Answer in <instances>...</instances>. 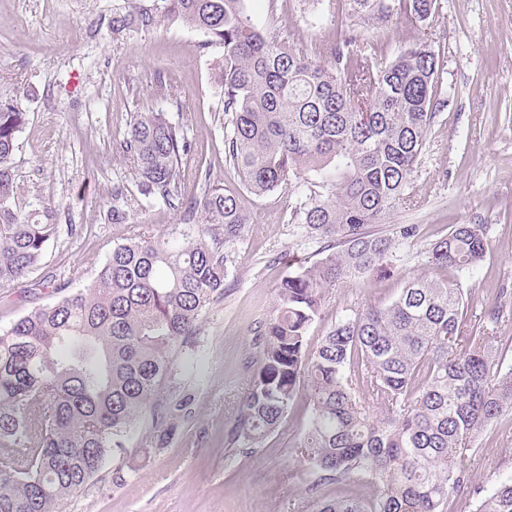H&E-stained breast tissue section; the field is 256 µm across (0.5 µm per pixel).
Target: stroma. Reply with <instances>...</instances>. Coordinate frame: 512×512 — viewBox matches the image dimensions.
<instances>
[{"instance_id": "obj_1", "label": "stroma", "mask_w": 512, "mask_h": 512, "mask_svg": "<svg viewBox=\"0 0 512 512\" xmlns=\"http://www.w3.org/2000/svg\"><path fill=\"white\" fill-rule=\"evenodd\" d=\"M124 0H0V101L20 99L28 122L18 135L19 198L51 210L59 229L42 260V286L23 280L0 289V327L49 302L52 288H80L133 226L168 232L180 213L151 202L112 220L115 191H137L132 165L116 149L139 112L160 111L183 124L191 165L235 191L252 218L231 248L224 296L204 312L196 336L159 396L182 402L173 419L141 422L124 458L108 460L67 504L66 512H316L323 498L365 494L352 476L319 483L297 444L310 408L299 397L285 424L259 447L236 436L243 400L261 364L260 343L277 286L297 265L317 260L318 241L289 224L300 194L251 193L225 160L222 92L212 79L214 52L203 33L180 25L112 32ZM254 24L303 50L329 46L350 26L392 60L424 41L435 52L444 107L429 130L413 191L419 204L395 209L394 224H418L422 237L403 247L393 277L361 278L331 290L307 336L316 350L345 306L389 304L421 274L457 278L472 291V310L512 290V0H441L427 28L353 24L348 0H245ZM175 97L153 92L157 80ZM453 224H483L489 253L473 273L432 268L430 243ZM471 487L448 499V512H473L476 490L512 477V416L489 425L468 460Z\"/></svg>"}]
</instances>
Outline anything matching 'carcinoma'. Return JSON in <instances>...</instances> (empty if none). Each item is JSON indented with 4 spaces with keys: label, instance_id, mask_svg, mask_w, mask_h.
Segmentation results:
<instances>
[{
    "label": "carcinoma",
    "instance_id": "cac0c4a2",
    "mask_svg": "<svg viewBox=\"0 0 512 512\" xmlns=\"http://www.w3.org/2000/svg\"><path fill=\"white\" fill-rule=\"evenodd\" d=\"M438 0H350L352 15L379 27L428 25ZM162 23L202 32L222 49L214 81L224 94L225 159L256 195L289 186L301 236L320 258L277 286L262 364L243 402L238 437L255 448L309 399L302 462L322 481L367 472L369 496L319 502L318 512H447L469 480L465 460L479 433L512 416V368H502L498 329L512 308L496 305L467 325L463 289L426 275L395 300L346 307L314 351L307 335L330 290L386 276L421 225L386 224L411 192L436 109L438 63L426 43L381 62L360 36L332 48V67L258 29L244 0H126L112 33ZM27 123L19 102L0 103V288L40 268L58 233L49 211L19 202L15 154ZM138 195L115 194L112 220L141 199L181 212L158 236L148 224L112 246L84 287L30 309L0 329V512H62L144 417H172L157 396L214 301L224 297L230 245L250 216L237 194L204 185L188 163L184 126L139 112L121 143ZM489 252L487 227L453 224L427 262L473 271ZM378 410L370 415V408ZM475 512H512V478L476 500Z\"/></svg>",
    "mask_w": 512,
    "mask_h": 512
}]
</instances>
